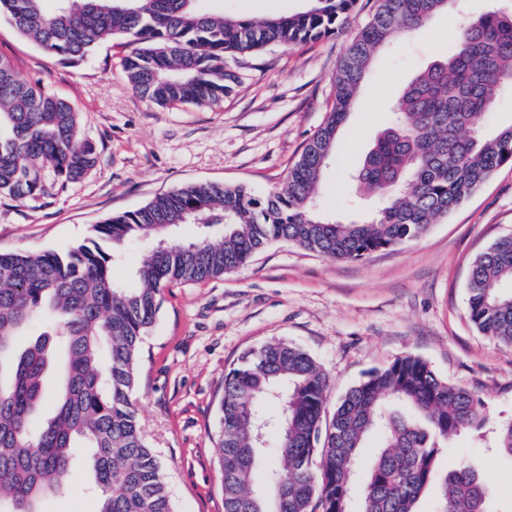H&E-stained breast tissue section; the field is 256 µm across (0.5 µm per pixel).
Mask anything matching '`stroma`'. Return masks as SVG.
<instances>
[{"label": "stroma", "mask_w": 512, "mask_h": 512, "mask_svg": "<svg viewBox=\"0 0 512 512\" xmlns=\"http://www.w3.org/2000/svg\"><path fill=\"white\" fill-rule=\"evenodd\" d=\"M306 0H203L205 9L261 20L299 11ZM462 10L435 15L425 30L397 36L363 81L323 177L321 207L350 215L379 197L352 179L374 134L414 74L456 41ZM374 0H358L347 29L314 42L270 46L229 58L237 81L215 105L160 106L137 93L123 69L126 53L99 43L73 62L43 53L0 19V54L19 78L67 100L98 162L65 190L15 201L0 198V251L64 252L88 242L96 224L197 182L243 184L256 195L281 186L304 144L331 108L332 78ZM512 232V164L500 167L465 203L419 241L359 261H334L276 242L249 264L201 283L163 291L142 344L135 391L143 433L160 456L175 512H224L212 435L224 372L243 352L271 340L306 350L327 372L336 403L372 369L412 354L440 377L486 403L482 432L444 443L440 469L458 451L491 484L492 512H512V457L492 431L512 419V346L481 335L468 317L467 283L477 255ZM88 479H68L46 496L44 512H97Z\"/></svg>", "instance_id": "stroma-1"}]
</instances>
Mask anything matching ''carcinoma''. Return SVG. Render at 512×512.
Here are the masks:
<instances>
[{"label": "carcinoma", "mask_w": 512, "mask_h": 512, "mask_svg": "<svg viewBox=\"0 0 512 512\" xmlns=\"http://www.w3.org/2000/svg\"><path fill=\"white\" fill-rule=\"evenodd\" d=\"M0 0L4 17L45 52L71 61L120 39L127 78L160 105L217 104L235 75L227 56L319 40L346 22L356 0H307L304 10L264 20L216 15L200 0ZM333 81L327 120L305 144L284 185L265 197L244 185L200 183L161 194L94 226L97 242L59 253L0 252V512H41L74 470L98 492V512H174L158 456L138 420L134 387L142 337L163 288L246 266L273 242L333 260L423 237L429 226L512 163V125L487 135L479 118L512 90V8L494 6L466 22L450 51L407 84L391 123L375 136L355 180L378 194L370 216L343 221L318 209L319 186L336 140L376 54L415 31L451 0H377ZM97 162L79 134L78 113L36 83L17 78L0 55V196L21 201L81 179ZM196 226L190 239L177 229ZM151 240L137 283L114 281L120 247ZM512 233L473 261L470 320L512 345ZM36 323L43 330L32 332ZM329 379L303 349L272 340L224 372L213 437L224 512H490V486L461 454L441 474L438 441L485 424V403L402 355L370 371L327 412ZM51 402L53 412L39 418ZM379 437L365 457L368 437ZM275 440L280 463L259 472ZM512 457V420L497 428Z\"/></svg>", "instance_id": "cac0c4a2"}]
</instances>
